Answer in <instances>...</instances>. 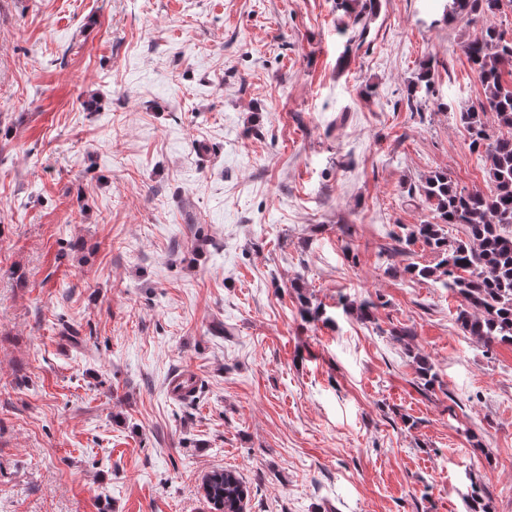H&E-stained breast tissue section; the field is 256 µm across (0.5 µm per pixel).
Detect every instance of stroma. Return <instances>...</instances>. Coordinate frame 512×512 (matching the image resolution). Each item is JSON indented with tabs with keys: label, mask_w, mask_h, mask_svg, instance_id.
Returning <instances> with one entry per match:
<instances>
[{
	"label": "stroma",
	"mask_w": 512,
	"mask_h": 512,
	"mask_svg": "<svg viewBox=\"0 0 512 512\" xmlns=\"http://www.w3.org/2000/svg\"><path fill=\"white\" fill-rule=\"evenodd\" d=\"M475 34L428 0L358 25L336 0H0V512H207L221 468L246 512H470L476 484L512 512V345L388 271L433 262L393 250L433 217L411 189L486 186L456 118ZM415 363V372L419 381V388L424 392L434 390L435 383L438 381V373L435 365L428 356L416 353L413 357Z\"/></svg>",
	"instance_id": "1"
}]
</instances>
